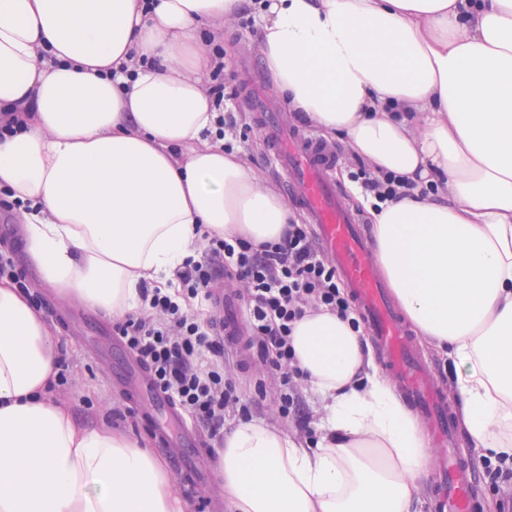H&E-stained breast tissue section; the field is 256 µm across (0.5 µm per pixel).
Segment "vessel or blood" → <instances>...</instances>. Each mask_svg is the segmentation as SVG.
<instances>
[{"mask_svg": "<svg viewBox=\"0 0 512 512\" xmlns=\"http://www.w3.org/2000/svg\"><path fill=\"white\" fill-rule=\"evenodd\" d=\"M246 103L259 118L275 176L296 200L305 222L314 225L320 250L352 295L381 350L386 370L414 411L427 420L431 438L454 445L455 425L442 387L428 373L413 336L390 300L364 227L346 207L336 187L335 152L309 131L288 126L260 88H252ZM238 306L233 289H225L219 306L225 335H237L242 328ZM115 381L125 387L144 425L175 460L180 476L193 485L208 482V473L195 464L207 446L206 438L185 424L178 405L154 387L147 370L139 364L127 363ZM436 479L442 512H474L471 488L476 474L470 464L456 454H449L438 467Z\"/></svg>", "mask_w": 512, "mask_h": 512, "instance_id": "1", "label": "vessel or blood"}]
</instances>
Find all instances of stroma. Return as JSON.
<instances>
[{"mask_svg":"<svg viewBox=\"0 0 512 512\" xmlns=\"http://www.w3.org/2000/svg\"><path fill=\"white\" fill-rule=\"evenodd\" d=\"M220 49L227 63L224 71L227 91L252 84L270 87L271 82L258 63V32L242 27L237 18L225 22ZM23 269L28 281L38 287L35 304L58 327L60 353L68 365L65 380L53 389L54 397L71 406L81 422L124 431L133 439L147 444L150 450H157L158 444L153 435L142 426L138 415L130 414V401L112 383L117 369L116 359L105 360L99 355L102 337L113 333V320L95 311L83 310L78 300L63 299L39 287L37 272L31 264H24ZM231 375L238 382L243 401L254 405L253 420L280 425L276 380L263 375L256 364L246 371L232 369ZM217 459V454L210 452L197 459L199 468L214 474L207 488L196 492L179 488L178 493L187 504V512H211L210 501L223 498V480L217 474Z\"/></svg>","mask_w":512,"mask_h":512,"instance_id":"35a3bbf8","label":"stroma"}]
</instances>
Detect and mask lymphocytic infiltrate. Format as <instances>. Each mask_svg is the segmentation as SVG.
Listing matches in <instances>:
<instances>
[{"mask_svg": "<svg viewBox=\"0 0 512 512\" xmlns=\"http://www.w3.org/2000/svg\"><path fill=\"white\" fill-rule=\"evenodd\" d=\"M175 292L143 287L144 308L116 330L156 388L193 422L223 440L226 412L248 413L229 371L227 344L217 317L200 320L192 304L214 306L222 285L239 286L246 308L245 346L257 361L277 371L278 415L303 426L306 379L290 345L295 322L307 309L325 308L340 317L355 307L334 267L313 243L307 225L290 224L277 242L254 244L239 237L204 236L198 254L174 273Z\"/></svg>", "mask_w": 512, "mask_h": 512, "instance_id": "f902f5d3", "label": "lymphocytic infiltrate"}]
</instances>
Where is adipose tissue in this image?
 Masks as SVG:
<instances>
[{"label":"adipose tissue","instance_id":"ef3b65f1","mask_svg":"<svg viewBox=\"0 0 512 512\" xmlns=\"http://www.w3.org/2000/svg\"><path fill=\"white\" fill-rule=\"evenodd\" d=\"M241 0H0V191L24 208L40 282L139 312L202 234L279 240L291 214L214 132L200 29ZM260 54L291 111L344 135L412 195L370 210L373 258L415 331L452 361L458 418L512 457V0H258ZM291 344L326 401L317 437L242 422L219 470L231 512H413L428 439L327 310ZM55 325L0 280V512H186L163 461L87 427L48 390Z\"/></svg>","mask_w":512,"mask_h":512}]
</instances>
